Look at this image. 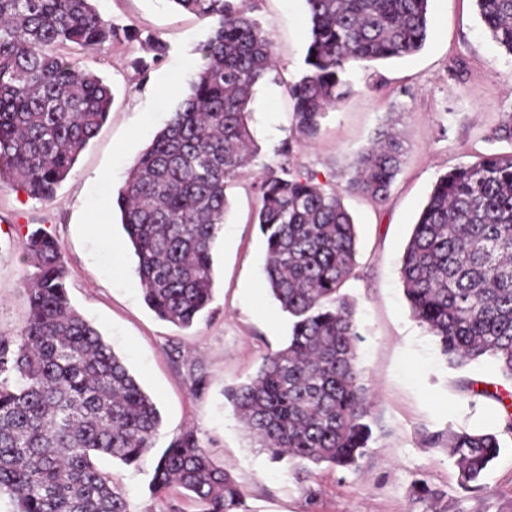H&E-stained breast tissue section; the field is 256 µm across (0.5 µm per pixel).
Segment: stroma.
Segmentation results:
<instances>
[{"label":"stroma","instance_id":"1","mask_svg":"<svg viewBox=\"0 0 512 512\" xmlns=\"http://www.w3.org/2000/svg\"><path fill=\"white\" fill-rule=\"evenodd\" d=\"M99 13L166 43V55L139 74L129 62L139 42L83 54L113 88L107 121L79 156L54 200L0 187V330L18 328L27 312L23 279L33 267L25 252L28 230L58 240L71 304L122 358L155 401L161 416L156 448L194 429L203 446L244 492L243 512H512V437L479 490H464L442 447L425 434L496 430L501 407L461 391L471 378L501 385L490 363L447 366L433 337L411 314L399 266L416 218L438 176L476 162L491 150L488 135L512 113V57L493 42L474 0H430V32L413 56L353 65L352 96L327 111L318 135L302 138L292 126L288 85L300 78L309 40L304 0H249L251 15L269 33L277 67L255 93L249 126L265 164L279 162L283 142L293 160L318 180L343 189L341 172L393 124L405 154L385 202L345 194L357 231V266L344 289L357 304L358 354L375 401V443L358 472L317 471L298 482L248 438L224 391L253 375L265 354L288 339V316L270 296L263 275L266 243L254 222L259 208L256 170L226 188L230 208L213 248L212 303L192 327L158 319L143 300L112 191L149 146L188 89L197 48L210 26L173 0H94ZM202 374V387L193 377ZM100 469L123 493L129 512H199L173 488L150 490L152 460L133 467L101 456ZM441 495L420 500L417 483Z\"/></svg>","mask_w":512,"mask_h":512}]
</instances>
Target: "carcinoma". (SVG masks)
<instances>
[{"mask_svg": "<svg viewBox=\"0 0 512 512\" xmlns=\"http://www.w3.org/2000/svg\"><path fill=\"white\" fill-rule=\"evenodd\" d=\"M211 23L189 91L135 160L116 204L138 262L148 308L187 329L214 296L212 247L224 225L228 180L254 163L249 128L259 81L273 70L271 41L246 0H173ZM492 40L512 56V0H474ZM310 43L289 86L292 124L315 137L325 112L354 93L355 62L420 51L429 0H305ZM166 45L104 18L93 0H0V183L50 201L106 121L111 86L75 60L114 43ZM512 142V113L488 136ZM265 164L255 223L266 240L268 292L291 318L280 349L230 387L228 401L270 460L308 482L324 465L356 471L373 442L374 402L356 343V306L342 292L356 265L353 218L336 189L291 163ZM404 155L389 128L350 164L344 191L386 200ZM35 268L23 281L28 312L0 333V497L16 512H128L94 462L137 466L161 425L155 402L100 332L71 304L56 238L31 230ZM412 315L442 358L461 368L488 359L512 382V153L492 152L441 175L413 225L399 267ZM454 460L459 483L479 484L501 450L500 432L448 429L427 438ZM178 486L199 512H239L243 491L189 428L154 458L151 491Z\"/></svg>", "mask_w": 512, "mask_h": 512, "instance_id": "carcinoma-1", "label": "carcinoma"}]
</instances>
